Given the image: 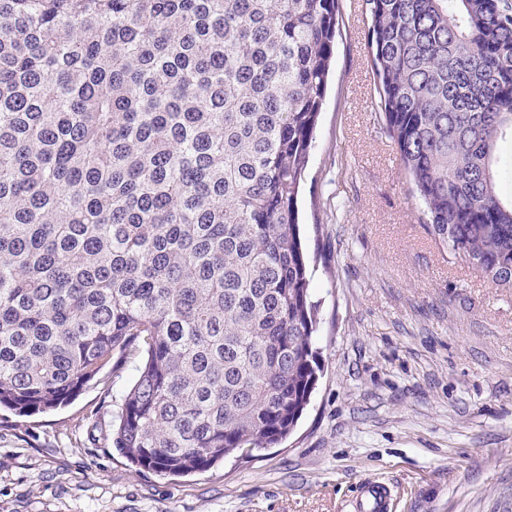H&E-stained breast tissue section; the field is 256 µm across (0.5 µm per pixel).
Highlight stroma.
Wrapping results in <instances>:
<instances>
[{
	"label": "stroma",
	"instance_id": "35a3bbf8",
	"mask_svg": "<svg viewBox=\"0 0 512 512\" xmlns=\"http://www.w3.org/2000/svg\"><path fill=\"white\" fill-rule=\"evenodd\" d=\"M363 0H339L331 75L300 199L321 372L279 447L186 477L112 446L138 354L70 404L0 407V512H512V288L420 221L378 94ZM391 492L383 483L368 482L359 491L353 508L355 512H388Z\"/></svg>",
	"mask_w": 512,
	"mask_h": 512
}]
</instances>
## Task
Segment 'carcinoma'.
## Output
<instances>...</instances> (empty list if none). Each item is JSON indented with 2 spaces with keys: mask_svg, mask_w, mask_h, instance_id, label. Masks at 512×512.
I'll return each mask as SVG.
<instances>
[{
  "mask_svg": "<svg viewBox=\"0 0 512 512\" xmlns=\"http://www.w3.org/2000/svg\"><path fill=\"white\" fill-rule=\"evenodd\" d=\"M435 241L512 288L508 0H366ZM339 0H0V407L138 349L112 447L183 475L280 444L318 382L298 193Z\"/></svg>",
  "mask_w": 512,
  "mask_h": 512,
  "instance_id": "cac0c4a2",
  "label": "carcinoma"
}]
</instances>
